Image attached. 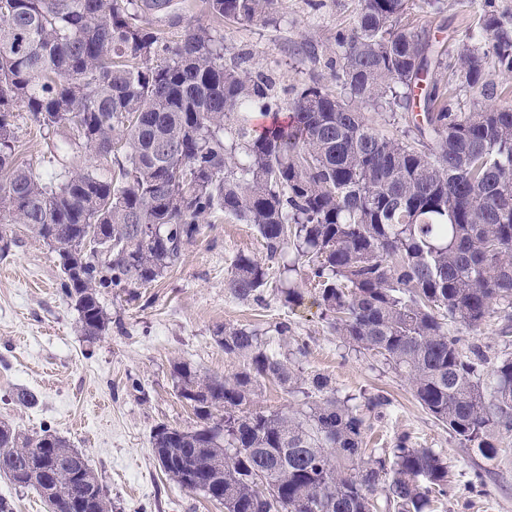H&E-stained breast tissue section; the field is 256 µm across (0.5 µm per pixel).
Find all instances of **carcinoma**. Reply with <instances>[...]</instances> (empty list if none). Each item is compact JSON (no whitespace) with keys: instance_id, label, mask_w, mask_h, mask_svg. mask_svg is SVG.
I'll return each mask as SVG.
<instances>
[{"instance_id":"1","label":"carcinoma","mask_w":512,"mask_h":512,"mask_svg":"<svg viewBox=\"0 0 512 512\" xmlns=\"http://www.w3.org/2000/svg\"><path fill=\"white\" fill-rule=\"evenodd\" d=\"M171 0H0V242L24 224L60 259L61 291L88 340L106 333L103 290L130 299L182 261L202 224L252 225L268 262L239 254L226 281L240 302L265 300L269 263L308 266L322 314L349 349L400 373L419 404L459 444L487 461L512 431V354L486 367L448 327L477 333L501 322L512 334V107L492 104L487 58L512 71V25L480 18L488 43L458 46L456 61L426 28L402 24L413 0H362L339 40V90L314 81L282 102L273 82L226 61L225 20L261 21L276 0H206L216 25L176 39L148 18ZM448 72V79L439 75ZM472 93L462 111L448 86ZM25 108L54 173L17 160L15 112ZM409 112L406 138L381 135L361 108ZM293 113L263 128L256 116ZM91 151L112 171L75 167ZM284 305L302 298L288 279ZM231 376L175 368L191 429L156 426L163 473L224 512H426L448 497L449 466L397 436L366 449L372 424L390 416L381 393L353 403L327 377L305 378L257 331H216ZM305 407L253 411L263 382ZM39 448L54 468L29 466ZM267 474L271 485L259 490ZM0 475L32 488L50 512H112L98 474L48 430L0 422Z\"/></svg>"}]
</instances>
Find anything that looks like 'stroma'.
I'll use <instances>...</instances> for the list:
<instances>
[{"label":"stroma","instance_id":"35a3bbf8","mask_svg":"<svg viewBox=\"0 0 512 512\" xmlns=\"http://www.w3.org/2000/svg\"><path fill=\"white\" fill-rule=\"evenodd\" d=\"M512 25V0H415L409 22L430 29L456 48L479 30L486 2ZM360 0H278L272 23L227 21L221 27L228 56L249 74H269L278 94L318 80L331 84L341 49L337 37L355 28ZM18 159L50 177L46 149L28 112L15 117ZM265 259L263 241L248 224L220 220L204 225L171 273L138 300L104 291L100 301L108 331L95 341L81 335L77 313L65 301L56 253L24 225H16L0 250V421L27 433L50 430L81 450L112 500L113 512H224L202 493L179 487L158 466L150 433L158 424L193 428L196 418L174 388L175 364L207 374L240 369L215 341L227 324L272 332L288 322L306 352L293 363L304 375L328 376L340 395L383 393L394 408L375 423L372 442L390 447L399 434L431 448L450 465L452 490L437 512H512V431L499 437L500 454L488 462L460 446L447 428L414 398L403 376L381 360L347 350L315 302L305 275L294 280L302 304L283 305L272 267L262 304L229 297L225 282L237 254ZM35 393L34 405L13 399L18 389Z\"/></svg>","mask_w":512,"mask_h":512}]
</instances>
